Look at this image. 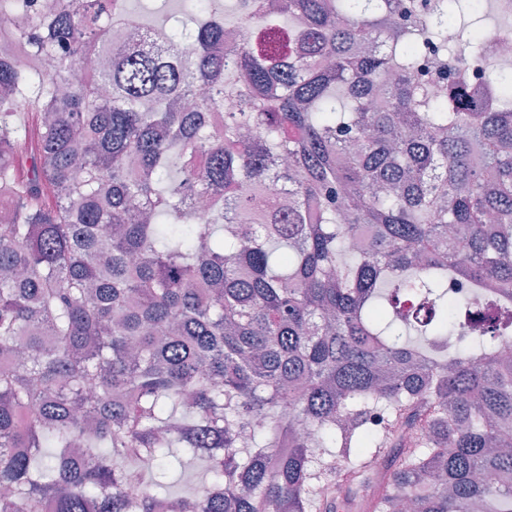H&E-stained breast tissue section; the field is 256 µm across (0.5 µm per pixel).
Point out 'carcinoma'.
Here are the masks:
<instances>
[{
    "mask_svg": "<svg viewBox=\"0 0 512 512\" xmlns=\"http://www.w3.org/2000/svg\"><path fill=\"white\" fill-rule=\"evenodd\" d=\"M102 2L0 0V512H512V60L469 80L471 0ZM134 7L146 19L154 20L160 16L162 10L180 11L184 3L190 8L191 3L183 2L185 0H168L170 2L164 3V0H137Z\"/></svg>",
    "mask_w": 512,
    "mask_h": 512,
    "instance_id": "cac0c4a2",
    "label": "carcinoma"
}]
</instances>
